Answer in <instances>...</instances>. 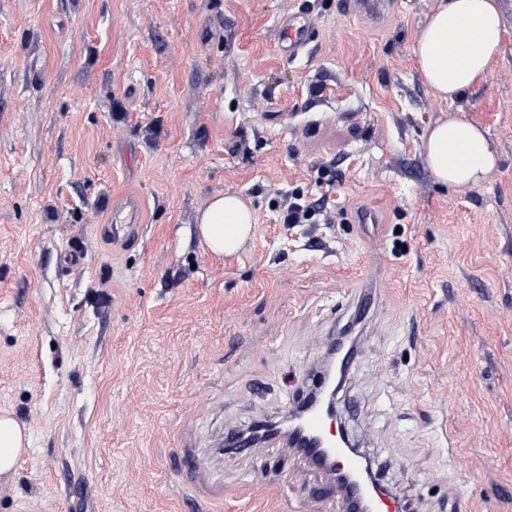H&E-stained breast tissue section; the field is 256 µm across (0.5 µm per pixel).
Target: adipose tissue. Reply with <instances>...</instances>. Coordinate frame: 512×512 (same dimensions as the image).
Wrapping results in <instances>:
<instances>
[{"label":"adipose tissue","instance_id":"obj_1","mask_svg":"<svg viewBox=\"0 0 512 512\" xmlns=\"http://www.w3.org/2000/svg\"><path fill=\"white\" fill-rule=\"evenodd\" d=\"M505 33L498 0H439L418 34L413 52L432 95L455 102L483 83ZM424 152L434 179L457 189L480 184L497 165L487 131L468 119L437 120L426 134ZM254 213L235 194L214 197L197 218L198 233L215 256L234 257L250 238ZM25 427L0 411V475L13 472L28 447Z\"/></svg>","mask_w":512,"mask_h":512}]
</instances>
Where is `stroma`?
<instances>
[{
    "label": "stroma",
    "instance_id": "35a3bbf8",
    "mask_svg": "<svg viewBox=\"0 0 512 512\" xmlns=\"http://www.w3.org/2000/svg\"><path fill=\"white\" fill-rule=\"evenodd\" d=\"M434 5L0 0V410L30 434L0 512H339L335 477L286 441L211 450L304 393L376 264L342 425L413 512H512V0L452 105L412 52ZM295 12L313 34L291 58ZM448 115L498 149L465 191L424 157ZM298 190L324 213L278 223ZM224 192L256 224L218 259L196 217ZM131 196L141 230L112 243ZM278 30L280 48L288 57H297L310 42L312 22L305 15L291 14L279 22Z\"/></svg>",
    "mask_w": 512,
    "mask_h": 512
}]
</instances>
